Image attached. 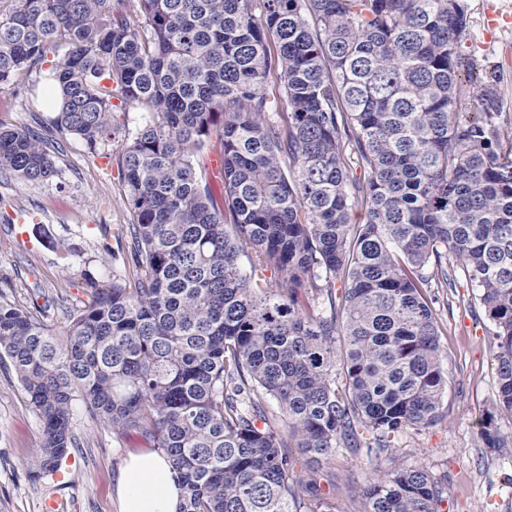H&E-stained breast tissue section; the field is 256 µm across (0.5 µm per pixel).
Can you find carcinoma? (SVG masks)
<instances>
[{
  "mask_svg": "<svg viewBox=\"0 0 512 512\" xmlns=\"http://www.w3.org/2000/svg\"><path fill=\"white\" fill-rule=\"evenodd\" d=\"M468 28L465 0H0V85L43 71L56 132L92 155L121 140L131 216L132 264L85 274L62 334L0 292V360L40 426L30 473L76 447L79 402L169 459L178 512H327L288 449L391 455L441 420L438 299L423 288L455 287L457 268L493 325L497 398L478 437L508 447L512 125L498 84L458 79L475 69ZM119 106L148 118L127 130ZM0 174L58 176L50 140L0 129ZM355 205L366 223H349ZM444 493L419 465L355 497L358 512H441Z\"/></svg>",
  "mask_w": 512,
  "mask_h": 512,
  "instance_id": "carcinoma-1",
  "label": "carcinoma"
}]
</instances>
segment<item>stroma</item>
<instances>
[{
	"mask_svg": "<svg viewBox=\"0 0 512 512\" xmlns=\"http://www.w3.org/2000/svg\"><path fill=\"white\" fill-rule=\"evenodd\" d=\"M492 0H467V47L480 75H499L503 109L512 113V29L492 30L484 11ZM55 96L42 73L0 86V123L47 134ZM60 172L44 183L0 176V292L16 307L38 310L54 331L86 300L84 272L102 276L115 268L119 225L130 216L121 205L122 184L114 155L88 154L54 135ZM31 219L16 231V215ZM443 334L442 367L448 378L441 423L398 439L390 456L343 450L327 460L301 456L321 480L366 483L400 467L426 466L444 479L445 512H512V447L486 448L477 422L495 400L497 384L491 322L478 292L465 277L436 291ZM78 446L52 476L32 478L26 462L39 445V422L9 363H0V512H120L117 480L143 443L115 437L110 426L82 405L73 408Z\"/></svg>",
	"mask_w": 512,
	"mask_h": 512,
	"instance_id": "obj_1",
	"label": "stroma"
}]
</instances>
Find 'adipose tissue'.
I'll return each mask as SVG.
<instances>
[{
  "mask_svg": "<svg viewBox=\"0 0 512 512\" xmlns=\"http://www.w3.org/2000/svg\"><path fill=\"white\" fill-rule=\"evenodd\" d=\"M181 490L165 456H134L118 483L121 512H177Z\"/></svg>",
  "mask_w": 512,
  "mask_h": 512,
  "instance_id": "ef3b65f1",
  "label": "adipose tissue"
}]
</instances>
